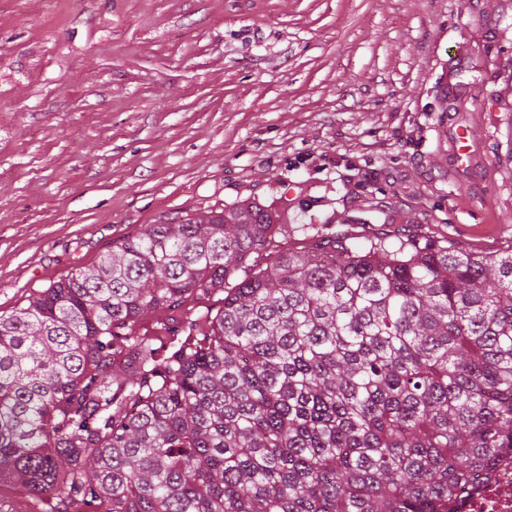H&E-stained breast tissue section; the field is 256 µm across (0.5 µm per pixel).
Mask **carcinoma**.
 <instances>
[{
	"label": "carcinoma",
	"instance_id": "carcinoma-1",
	"mask_svg": "<svg viewBox=\"0 0 512 512\" xmlns=\"http://www.w3.org/2000/svg\"><path fill=\"white\" fill-rule=\"evenodd\" d=\"M347 224H150L0 315V481L56 512H450L512 449V248Z\"/></svg>",
	"mask_w": 512,
	"mask_h": 512
}]
</instances>
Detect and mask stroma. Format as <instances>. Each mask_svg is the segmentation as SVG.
I'll return each instance as SVG.
<instances>
[{
	"label": "stroma",
	"mask_w": 512,
	"mask_h": 512,
	"mask_svg": "<svg viewBox=\"0 0 512 512\" xmlns=\"http://www.w3.org/2000/svg\"><path fill=\"white\" fill-rule=\"evenodd\" d=\"M257 199L512 245V0H0V315Z\"/></svg>",
	"instance_id": "1"
}]
</instances>
